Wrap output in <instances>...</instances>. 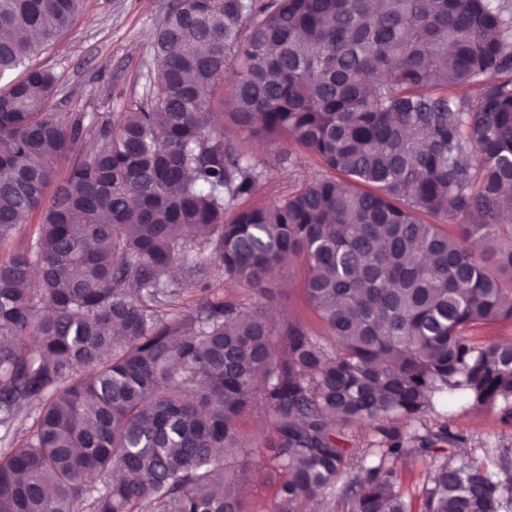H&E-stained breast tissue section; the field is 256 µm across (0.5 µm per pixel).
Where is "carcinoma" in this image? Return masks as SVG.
Segmentation results:
<instances>
[{
	"mask_svg": "<svg viewBox=\"0 0 512 512\" xmlns=\"http://www.w3.org/2000/svg\"><path fill=\"white\" fill-rule=\"evenodd\" d=\"M83 5L0 0V426L21 431L0 512H245L224 495L240 455L275 463L297 512L360 451L378 463L349 479L351 512H414L387 462L453 438L386 422L459 393L512 423V340L471 336L512 323V0H172L148 94L95 129L51 110L33 64ZM218 104L329 174L240 208L285 159L225 138ZM34 211L29 246L1 252ZM287 254L326 343L267 316ZM218 271L253 295L176 308ZM352 423L379 437L342 447ZM511 454L440 464L424 512H512Z\"/></svg>",
	"mask_w": 512,
	"mask_h": 512,
	"instance_id": "carcinoma-1",
	"label": "carcinoma"
}]
</instances>
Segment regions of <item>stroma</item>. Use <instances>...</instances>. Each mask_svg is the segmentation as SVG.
<instances>
[{"label": "stroma", "instance_id": "stroma-1", "mask_svg": "<svg viewBox=\"0 0 512 512\" xmlns=\"http://www.w3.org/2000/svg\"><path fill=\"white\" fill-rule=\"evenodd\" d=\"M172 0H85L84 8L57 44L36 58V65L56 78V91L50 106L56 112H84L90 120L102 123L126 111L142 96L154 68L152 41ZM261 158L287 155L297 166L273 172L269 181L243 199L246 207L268 203L278 195L297 190L324 174L323 162L283 137L256 143ZM305 265L302 259L284 263L272 283L275 295L271 310L279 317H300L313 323L303 292ZM448 424L459 436L458 444L448 446L447 456L469 454L490 468L499 463L498 448L512 444V424L504 422L494 409L477 410L458 394L442 396L427 420L429 428ZM437 465L429 456L407 454L396 461L403 488L415 512L423 508L425 477ZM228 483L242 488L247 512H278L276 491L282 473L273 465L255 469L251 460L238 456Z\"/></svg>", "mask_w": 512, "mask_h": 512}]
</instances>
